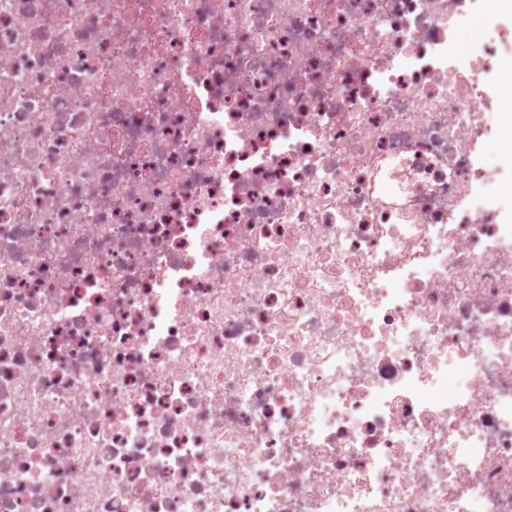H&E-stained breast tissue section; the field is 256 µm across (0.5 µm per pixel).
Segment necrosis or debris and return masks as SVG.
I'll return each instance as SVG.
<instances>
[{
  "mask_svg": "<svg viewBox=\"0 0 512 512\" xmlns=\"http://www.w3.org/2000/svg\"><path fill=\"white\" fill-rule=\"evenodd\" d=\"M501 2L0 0V512H512ZM497 6H498V1L494 2L491 0H484L483 13L476 16L475 18H473L467 25H465L458 31L456 43L464 44V43L470 42L472 40L483 38L487 32L486 19L488 16L493 17L494 15H496ZM474 26H479L481 28V30H480L481 34L479 33L480 36H479V34L475 37L470 36V31Z\"/></svg>",
  "mask_w": 512,
  "mask_h": 512,
  "instance_id": "obj_1",
  "label": "necrosis or debris"
}]
</instances>
